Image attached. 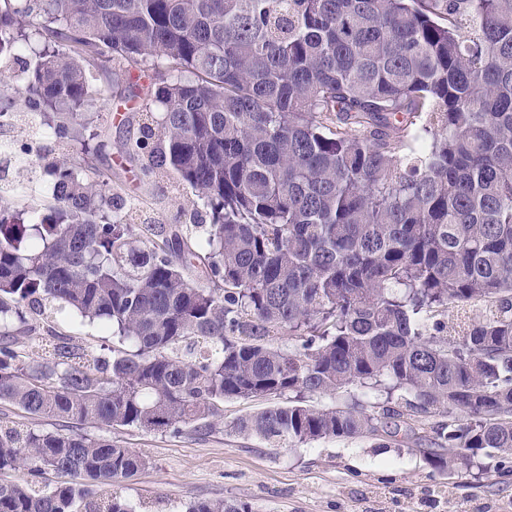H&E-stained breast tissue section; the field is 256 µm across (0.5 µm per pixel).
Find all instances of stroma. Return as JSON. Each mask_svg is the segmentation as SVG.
Masks as SVG:
<instances>
[{
	"label": "stroma",
	"instance_id": "stroma-1",
	"mask_svg": "<svg viewBox=\"0 0 512 512\" xmlns=\"http://www.w3.org/2000/svg\"><path fill=\"white\" fill-rule=\"evenodd\" d=\"M98 83L104 95L90 128L105 147L96 166L111 172L114 192L137 199V222L189 223L195 211L190 191L140 182L136 163L115 148L119 138L138 135L146 115L142 99L124 97L128 82L119 69L100 71ZM27 166L24 157L0 164V208L49 204L50 177L28 178ZM54 326L88 351L117 343L99 325L73 316L55 319ZM268 405L265 399L226 401L224 424L204 436L189 427L177 436L135 428L105 432L91 424L82 431L109 435L145 458L142 470L116 486L138 512H185L190 503L204 499L240 500L252 512H512V472L495 470L488 458L444 473L426 465L422 450L430 445L432 418L410 419L422 434L420 442L400 438L386 448L374 436L271 448L259 439L226 433V422Z\"/></svg>",
	"mask_w": 512,
	"mask_h": 512
}]
</instances>
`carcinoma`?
Listing matches in <instances>:
<instances>
[{
    "label": "carcinoma",
    "mask_w": 512,
    "mask_h": 512,
    "mask_svg": "<svg viewBox=\"0 0 512 512\" xmlns=\"http://www.w3.org/2000/svg\"><path fill=\"white\" fill-rule=\"evenodd\" d=\"M0 118L51 113L76 155L38 162L50 213L0 210V402L104 428L210 433L226 400L281 402L229 424L271 448L377 436L438 416L427 464L512 459V0H0V61L27 29ZM152 72L159 112L117 150L206 208L131 224L84 140L97 73ZM474 310L465 322L450 311ZM71 314L92 354L29 316ZM288 335L294 352L269 344ZM351 403L317 408L306 393ZM0 512H136L96 488L146 460L107 438L0 425ZM72 477L36 485L46 471ZM186 512H252L201 500ZM50 324L53 325L57 331L66 334L73 344L85 348L87 351L109 353L108 349H112V347L117 344V339L113 338L111 334L103 333L99 325L83 323L77 317L69 315L57 317V319Z\"/></svg>",
    "instance_id": "1"
}]
</instances>
